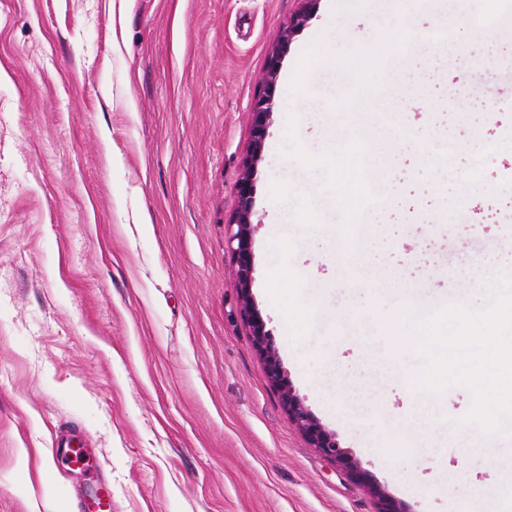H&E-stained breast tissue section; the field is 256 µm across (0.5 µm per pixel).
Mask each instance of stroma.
Masks as SVG:
<instances>
[{
    "label": "stroma",
    "instance_id": "35a3bbf8",
    "mask_svg": "<svg viewBox=\"0 0 512 512\" xmlns=\"http://www.w3.org/2000/svg\"><path fill=\"white\" fill-rule=\"evenodd\" d=\"M302 7L0 0V512L101 487L112 512H377L374 484L407 512H512V0H318L282 60L252 296L367 484L271 387L225 244ZM65 429L92 467L58 457Z\"/></svg>",
    "mask_w": 512,
    "mask_h": 512
}]
</instances>
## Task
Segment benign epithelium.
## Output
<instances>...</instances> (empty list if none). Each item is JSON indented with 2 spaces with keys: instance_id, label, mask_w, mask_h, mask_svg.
<instances>
[{
  "instance_id": "1",
  "label": "benign epithelium",
  "mask_w": 512,
  "mask_h": 512,
  "mask_svg": "<svg viewBox=\"0 0 512 512\" xmlns=\"http://www.w3.org/2000/svg\"><path fill=\"white\" fill-rule=\"evenodd\" d=\"M302 2L304 8L289 20L269 50L266 69L260 80V89L252 102V138L238 180L235 210L227 224V247L236 262L241 318L249 329L253 344L263 356L268 380L278 392L288 415L324 456L343 462L350 472L365 480L367 473L340 446L336 434L324 429L295 394L282 370L278 354L269 333L265 330V324L254 306L251 293L254 271L251 222L254 208L253 176L274 114V97L282 57L295 32L311 18L312 5L316 0Z\"/></svg>"
}]
</instances>
